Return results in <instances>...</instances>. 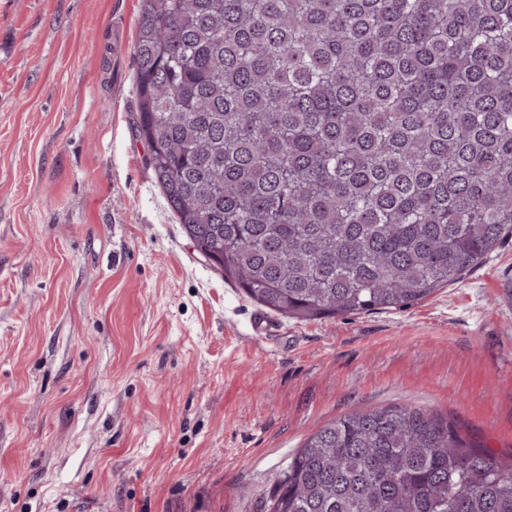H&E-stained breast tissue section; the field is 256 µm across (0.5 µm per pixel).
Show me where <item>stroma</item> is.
I'll return each instance as SVG.
<instances>
[{"label": "stroma", "instance_id": "stroma-1", "mask_svg": "<svg viewBox=\"0 0 512 512\" xmlns=\"http://www.w3.org/2000/svg\"><path fill=\"white\" fill-rule=\"evenodd\" d=\"M143 0H0V512H268L329 421L409 405L512 454V237L299 323L199 255L131 131Z\"/></svg>", "mask_w": 512, "mask_h": 512}]
</instances>
